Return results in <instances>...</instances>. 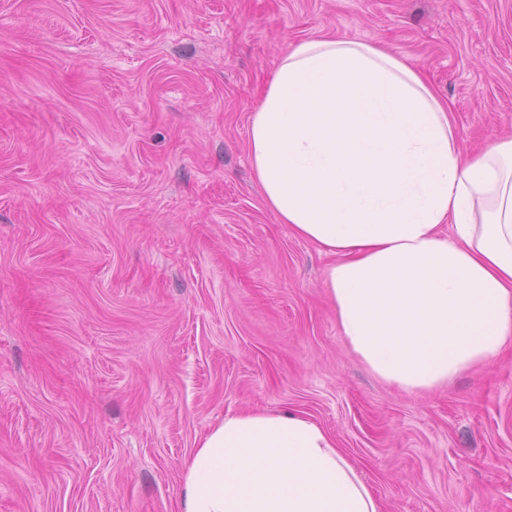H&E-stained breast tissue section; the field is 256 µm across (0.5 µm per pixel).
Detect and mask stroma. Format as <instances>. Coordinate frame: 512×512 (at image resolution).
<instances>
[{
	"instance_id": "obj_1",
	"label": "stroma",
	"mask_w": 512,
	"mask_h": 512,
	"mask_svg": "<svg viewBox=\"0 0 512 512\" xmlns=\"http://www.w3.org/2000/svg\"><path fill=\"white\" fill-rule=\"evenodd\" d=\"M378 44L512 136V0H0V512H178L219 418L295 411L383 512H512V358L422 395L346 345L248 124L290 43Z\"/></svg>"
}]
</instances>
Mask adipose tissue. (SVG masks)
<instances>
[{"label":"adipose tissue","instance_id":"adipose-tissue-1","mask_svg":"<svg viewBox=\"0 0 512 512\" xmlns=\"http://www.w3.org/2000/svg\"><path fill=\"white\" fill-rule=\"evenodd\" d=\"M265 205L330 256L350 350L429 392L512 346V137L463 149L422 69L377 44L312 37L280 58L250 116ZM179 512H382L335 438L297 413L213 424Z\"/></svg>","mask_w":512,"mask_h":512}]
</instances>
